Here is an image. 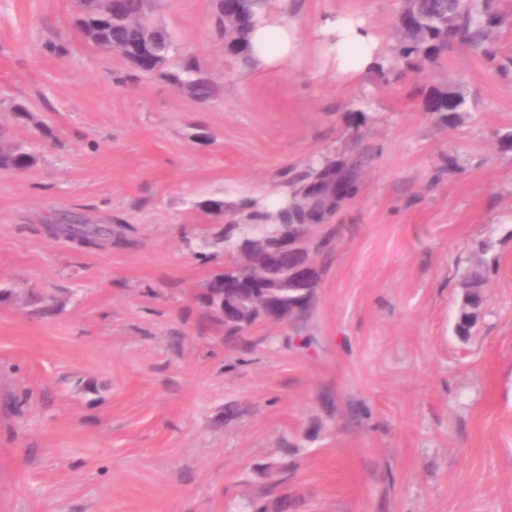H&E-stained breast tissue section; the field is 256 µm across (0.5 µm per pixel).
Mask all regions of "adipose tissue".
I'll return each mask as SVG.
<instances>
[{
	"mask_svg": "<svg viewBox=\"0 0 512 512\" xmlns=\"http://www.w3.org/2000/svg\"><path fill=\"white\" fill-rule=\"evenodd\" d=\"M318 34L339 77L357 78L380 58L379 37L355 15H325ZM250 43L256 65L262 69H276L298 57L301 37L296 26L261 14L252 28Z\"/></svg>",
	"mask_w": 512,
	"mask_h": 512,
	"instance_id": "obj_1",
	"label": "adipose tissue"
}]
</instances>
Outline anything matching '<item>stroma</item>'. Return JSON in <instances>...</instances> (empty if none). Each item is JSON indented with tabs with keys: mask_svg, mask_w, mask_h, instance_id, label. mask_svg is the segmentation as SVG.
I'll return each instance as SVG.
<instances>
[{
	"mask_svg": "<svg viewBox=\"0 0 512 512\" xmlns=\"http://www.w3.org/2000/svg\"><path fill=\"white\" fill-rule=\"evenodd\" d=\"M402 5L287 0L301 58L263 71L226 50L215 0H153L214 82L201 105L85 43L73 0H0V130L38 156L0 173V512H249L276 466L296 512H512V71L468 49L399 80L325 67V14L388 56ZM450 85L453 129L421 95ZM361 151L357 194L310 233L331 247L305 339L260 321L227 343L201 303L225 222ZM69 210L124 236H48ZM475 262L488 302L463 340Z\"/></svg>",
	"mask_w": 512,
	"mask_h": 512,
	"instance_id": "stroma-1",
	"label": "stroma"
}]
</instances>
